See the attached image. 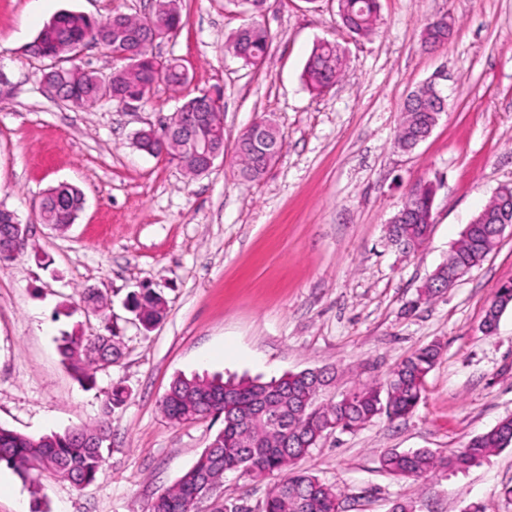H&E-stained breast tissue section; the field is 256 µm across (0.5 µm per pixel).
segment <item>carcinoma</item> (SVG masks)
Here are the masks:
<instances>
[{"mask_svg": "<svg viewBox=\"0 0 512 512\" xmlns=\"http://www.w3.org/2000/svg\"><path fill=\"white\" fill-rule=\"evenodd\" d=\"M251 21L233 31L225 41L228 50L241 48V59L255 66L263 61L271 46V35L259 21L266 0H244ZM165 9L154 15L156 31L185 24L181 0H161ZM378 0H337V15L349 32L367 36L378 21ZM125 30L117 31L111 22L96 26L90 17L76 11H63L53 17L28 45L27 52L50 61L46 73L48 85L64 92L66 102L77 108L93 106L106 94L112 101L124 94L148 93L141 89L147 72L156 68L162 83L177 91L188 84V69L178 58L152 59L149 46L142 44L141 28L146 17L122 15ZM104 46L122 66L109 73L102 83L96 71L77 66L65 67L62 58L90 43ZM344 70L343 52L331 41L316 43L304 68L306 86L322 92L336 83ZM433 87H421L412 101L404 103L397 135L401 149L412 145L422 130L436 122L438 111L431 98ZM166 130L138 135L137 146L152 155L160 151ZM237 152L239 172L251 180H260L269 170L257 157L252 142L241 136ZM169 153L187 169L188 175L201 174L198 159L178 141L168 144ZM85 203L81 189L62 182L49 189L40 201L39 220L43 224L66 225L77 219ZM410 209L401 224L387 227L388 242L404 253L418 251L431 229L426 224L427 202L406 199ZM492 249L488 225L471 224L464 229L448 261L426 281L419 297L429 301L448 289V278L458 270H474L484 263ZM85 308L107 317L108 303L98 294L83 293ZM512 306V291L497 289L485 312L487 334L498 326L502 311ZM131 307L143 324H157L166 316V302L152 288H144L132 298ZM59 352L64 362L82 381L91 379L89 371L113 363L121 357L119 336L110 325L96 336L72 333L63 339ZM440 347H421L403 359L383 382L365 384L342 396L323 400L334 375L322 371L315 376L301 371L279 379L226 380L178 377L162 400L169 420L181 422L209 416L224 418V428L203 449L195 464L171 487L158 493L147 512H197L198 504L213 496L212 486L228 472H239L261 479L274 472L285 473L267 493L263 512H336L341 493L336 487L298 468V462L329 432L332 424L356 431L384 416L403 418L418 405L425 379L435 366ZM110 427L102 422L92 428L32 437L0 427V467L6 466L30 487L37 486L33 472L51 470L78 487L92 483L101 471L103 444ZM512 446V417L501 419L489 430L471 438L462 448L446 456L422 449L413 452L387 451L380 466L387 473L405 478H420L438 472L463 471L496 452Z\"/></svg>", "mask_w": 512, "mask_h": 512, "instance_id": "cac0c4a2", "label": "carcinoma"}]
</instances>
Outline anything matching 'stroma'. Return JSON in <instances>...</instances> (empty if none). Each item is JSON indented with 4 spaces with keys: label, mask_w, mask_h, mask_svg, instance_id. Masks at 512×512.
<instances>
[{
    "label": "stroma",
    "mask_w": 512,
    "mask_h": 512,
    "mask_svg": "<svg viewBox=\"0 0 512 512\" xmlns=\"http://www.w3.org/2000/svg\"><path fill=\"white\" fill-rule=\"evenodd\" d=\"M150 0H0V205L30 227L28 245L0 262V426L40 436L112 419L96 480L76 489L49 471L31 494L0 468V512H146L151 499L197 460L222 420L172 423L161 401L178 376L259 377L327 368L339 397L384 380L417 348L442 355L405 418L327 434L299 462L335 485L344 512H512V447L462 473L412 479L381 470L382 452L428 448L445 455L512 416V308L481 330L497 286L512 282V235L454 288L423 302L418 291L473 216L512 186V0H380L367 37L350 33L336 0H267L272 37L265 62L226 53L247 18L240 0H182L187 24L154 46L182 59L189 84L155 87L137 109L109 99L75 109L48 91L46 60L26 52L40 29L69 10L102 18L141 15ZM447 18V44L422 45L425 25ZM345 52L339 80L322 94L303 79L319 41ZM448 108L414 151L397 149L403 102L437 71ZM221 90L224 159L185 177L176 161L133 145L205 91ZM260 118L285 145L259 182L241 177L235 145ZM438 186L425 245L404 254L385 239L409 188ZM78 186L85 204L67 231L38 223L43 195ZM158 289L167 315L144 330L129 307ZM94 288L107 317L84 312ZM112 322L118 363L80 382L63 364L62 336ZM127 397L107 401L115 388ZM269 481L226 474L218 498L262 512Z\"/></svg>",
    "instance_id": "1"
}]
</instances>
